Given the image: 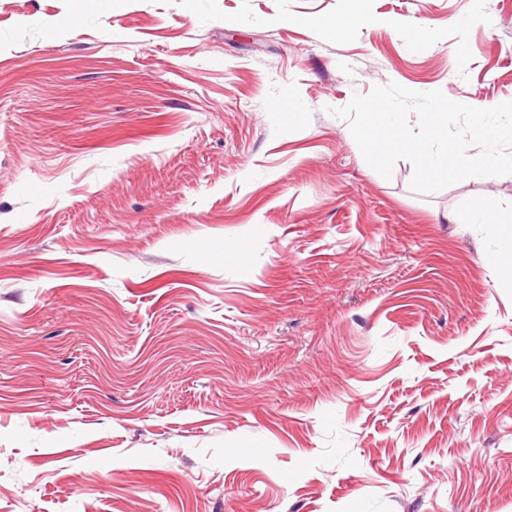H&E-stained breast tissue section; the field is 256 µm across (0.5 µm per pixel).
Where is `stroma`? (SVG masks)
Here are the masks:
<instances>
[{
    "label": "stroma",
    "mask_w": 512,
    "mask_h": 512,
    "mask_svg": "<svg viewBox=\"0 0 512 512\" xmlns=\"http://www.w3.org/2000/svg\"><path fill=\"white\" fill-rule=\"evenodd\" d=\"M357 10L0 0V512H512V175L327 112L512 100V0Z\"/></svg>",
    "instance_id": "35a3bbf8"
}]
</instances>
